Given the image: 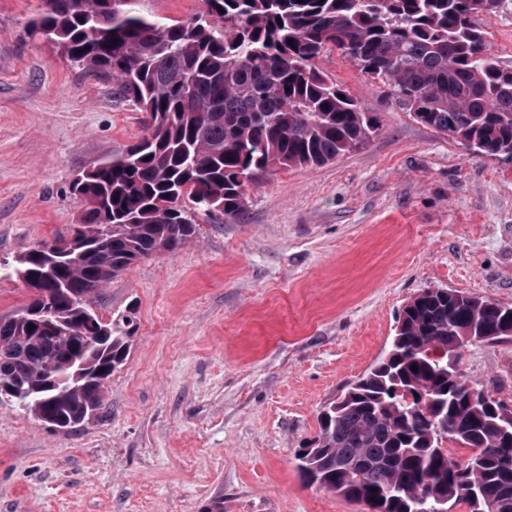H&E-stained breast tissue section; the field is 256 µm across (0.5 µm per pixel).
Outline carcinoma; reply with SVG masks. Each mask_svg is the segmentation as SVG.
<instances>
[{"label": "carcinoma", "mask_w": 512, "mask_h": 512, "mask_svg": "<svg viewBox=\"0 0 512 512\" xmlns=\"http://www.w3.org/2000/svg\"><path fill=\"white\" fill-rule=\"evenodd\" d=\"M35 34L149 114L148 134L92 167L84 258L43 264L32 248L15 268L31 298L0 320V395L45 423L79 424L102 406L105 382L130 350L125 316L105 321L100 288L195 233L182 206L234 219L254 178L318 166L377 130L367 108L315 60L338 49L390 81L416 120L476 156L512 160V69L495 61L477 18L506 0H203L171 24L141 0H47ZM344 98H339V95ZM59 324L43 335V320ZM388 355L319 415L302 475L378 512H434L465 502L512 512V416L493 397L473 402L459 350L512 331V306L426 288L402 310ZM417 370H412V367ZM412 395L407 400L404 394ZM469 450L462 464L436 432Z\"/></svg>", "instance_id": "carcinoma-1"}]
</instances>
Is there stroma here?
I'll list each match as a JSON object with an SVG mask.
<instances>
[{"label": "stroma", "instance_id": "obj_1", "mask_svg": "<svg viewBox=\"0 0 512 512\" xmlns=\"http://www.w3.org/2000/svg\"><path fill=\"white\" fill-rule=\"evenodd\" d=\"M41 0H0V266L70 231L81 171L138 141L147 113L28 33ZM512 68V0L479 16ZM317 67L378 130L322 166L259 177L233 220L113 278L129 316L102 417L56 430L0 401V512H365L306 481L317 417L385 354L403 306L454 288L512 306V162L417 122L339 51ZM474 386L512 406V336L466 346Z\"/></svg>", "mask_w": 512, "mask_h": 512}]
</instances>
